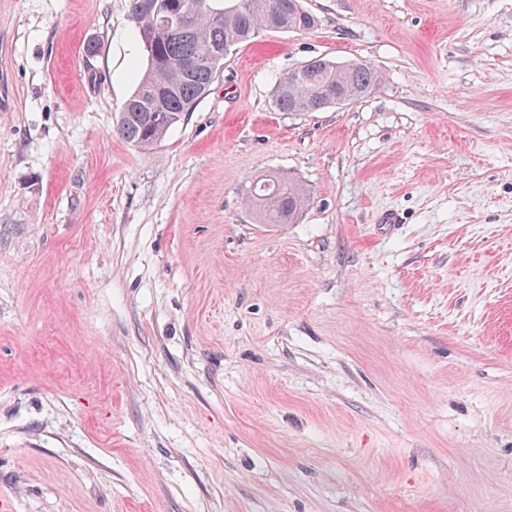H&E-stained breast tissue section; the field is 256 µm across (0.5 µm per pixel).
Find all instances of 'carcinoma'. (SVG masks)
Returning <instances> with one entry per match:
<instances>
[{"instance_id": "cac0c4a2", "label": "carcinoma", "mask_w": 512, "mask_h": 512, "mask_svg": "<svg viewBox=\"0 0 512 512\" xmlns=\"http://www.w3.org/2000/svg\"><path fill=\"white\" fill-rule=\"evenodd\" d=\"M196 0H155L148 14L142 0H130V16L139 38H151L152 53H144L147 68L133 93L121 106L116 132L130 145L149 150L184 116L194 111L209 92L232 47L252 42L263 31L307 32L317 20L299 0H205L193 11L184 30H170L160 17ZM307 77L292 83L280 79L274 106L280 112H320L333 104L337 89L372 95L381 83L380 72L365 60L342 63L309 60ZM258 222L290 224L307 203L291 180L268 175L255 181L246 194Z\"/></svg>"}]
</instances>
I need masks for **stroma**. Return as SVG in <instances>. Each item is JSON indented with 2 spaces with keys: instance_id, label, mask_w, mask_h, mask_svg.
I'll use <instances>...</instances> for the list:
<instances>
[{
  "instance_id": "obj_1",
  "label": "stroma",
  "mask_w": 512,
  "mask_h": 512,
  "mask_svg": "<svg viewBox=\"0 0 512 512\" xmlns=\"http://www.w3.org/2000/svg\"><path fill=\"white\" fill-rule=\"evenodd\" d=\"M302 5L141 150L129 0H0L13 512H512V0ZM312 58L381 84L276 110ZM260 224H291L307 203L306 196L291 180L268 175L254 181L246 194Z\"/></svg>"
}]
</instances>
